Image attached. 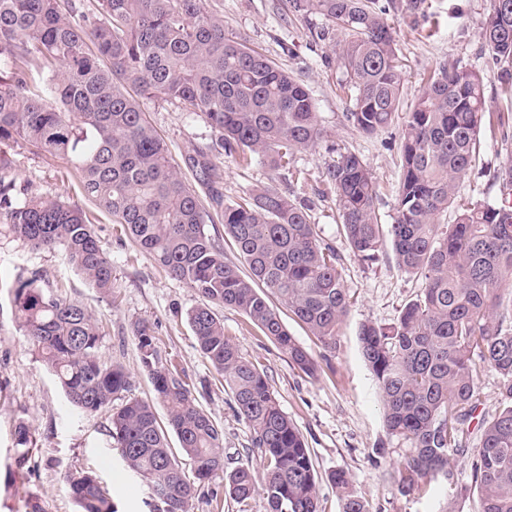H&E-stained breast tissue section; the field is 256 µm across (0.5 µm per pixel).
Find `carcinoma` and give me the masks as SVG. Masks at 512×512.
<instances>
[{"mask_svg": "<svg viewBox=\"0 0 512 512\" xmlns=\"http://www.w3.org/2000/svg\"><path fill=\"white\" fill-rule=\"evenodd\" d=\"M343 36L340 64L354 93L345 120L372 136L398 118L402 76L391 14L423 15L426 0H292ZM482 37L506 65L501 81L512 91V0H490ZM199 112L226 155L258 156L273 170L294 174L297 153L321 138L319 115L302 80L224 32L207 0H0V146L29 142L65 157L85 195L111 214L133 242L203 303L187 313L201 353L224 376L237 414L250 429V448L262 472L224 465V435L193 396L172 357L161 354L144 323L133 336L156 398L168 411L186 474L154 407L128 399L112 412L110 437L124 465L150 485L157 512H191L199 489L224 475V496L249 504L261 495L264 512H321L310 451L270 391L267 376L224 336L215 305L241 311L290 362L307 375L314 358L283 324L273 301L321 345H336L350 296L336 268V249L319 241L310 210L267 186L224 201L217 167L203 151L185 157L207 186V211L173 163L138 100ZM485 119L480 74L439 67L421 88L399 132L401 168L392 223H381L377 185L355 153L342 152L326 183L348 247L374 261L390 242L404 272L424 288L388 325L365 322L359 342L376 378L386 429L409 445L398 482L421 488L438 473L453 482L450 456L464 453L460 437L479 401L477 362L499 375L501 412L481 424L473 450L471 489L481 512H512V207L456 204L461 177L476 161ZM0 149V218L5 232L36 249L63 247L66 258L103 295L113 288L112 262L85 212L36 195L10 175ZM455 210L454 222L441 223ZM224 224L243 264L224 259L206 224ZM40 275L20 277L13 303L25 336L58 378L71 404L88 414L112 405L129 376L99 356L102 333L78 303L45 293ZM20 458L37 446L35 431H15ZM342 512H369L347 473L329 475ZM78 512H117L90 474L68 479Z\"/></svg>", "mask_w": 512, "mask_h": 512, "instance_id": "carcinoma-1", "label": "carcinoma"}]
</instances>
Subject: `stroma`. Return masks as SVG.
Masks as SVG:
<instances>
[{"instance_id": "1", "label": "stroma", "mask_w": 512, "mask_h": 512, "mask_svg": "<svg viewBox=\"0 0 512 512\" xmlns=\"http://www.w3.org/2000/svg\"><path fill=\"white\" fill-rule=\"evenodd\" d=\"M224 19L226 34L262 52L306 84L319 114L323 136L318 144L297 154L296 177H283L259 157L250 161L221 154L218 135L199 114L176 103L142 99V109L156 133L166 142L175 163L193 149L216 156L225 200L251 190L275 186L296 202L310 206L321 242L336 248L337 265L353 304L336 333V347L322 348L285 306L277 311L289 333L317 361L316 375L293 367L287 355L231 307H217L224 334L241 354L267 374L282 411L296 425L309 448L318 476L323 512H342V502L330 482L331 472L345 470L369 512H440L451 486L471 484V448L479 444L478 422L501 409L499 378L482 366L479 405L463 439L467 452L454 456L453 480L436 476L424 490L403 493L394 470L405 445L388 435L377 382L358 340L362 323H392L401 308L419 293L421 279L398 268L391 246L376 261L365 262L345 243L336 217L334 194L324 193L327 168L338 153L351 151L370 168L378 186V208L390 223L400 171L393 141L398 127L367 136L350 125L344 112L352 105L343 90L335 34L326 33L324 19L293 11L290 0H208ZM424 17L389 16L397 31L403 65L401 112H408L425 81L443 64H458L480 73L485 110L497 123L482 124L476 166L458 184L462 202H497L499 185L488 172L512 165V94L501 82V66L484 47L481 24L489 0H428ZM12 173L29 183L33 193L60 199L81 208L112 260L114 288L100 294L66 260L62 250L35 249L20 240L0 237V512H77L66 479L90 473L111 495L118 512H154L150 490L125 470L109 435L111 409L89 415L66 398L56 377L42 362L20 327L13 304V285L20 273L38 272L41 286L91 311L103 337L99 354L105 362L121 364L129 375L128 397L154 403L159 423L168 412L157 403L132 336L135 324L150 326L162 353L174 357L184 371L201 408L224 432L226 469L259 468L249 452L250 431L235 409L216 370L199 350L187 322L198 298L182 282L156 265L114 224L112 216L88 200L80 179L67 160L42 154L18 142L10 148ZM35 429L38 446L20 459L15 428Z\"/></svg>"}]
</instances>
